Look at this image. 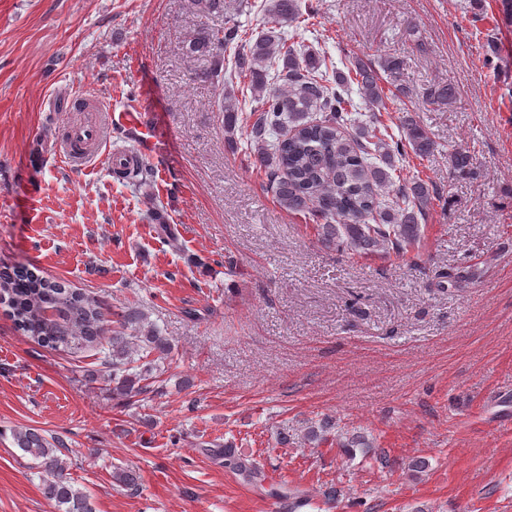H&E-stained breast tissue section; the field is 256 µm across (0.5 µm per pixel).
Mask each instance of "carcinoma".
<instances>
[{
    "label": "carcinoma",
    "mask_w": 512,
    "mask_h": 512,
    "mask_svg": "<svg viewBox=\"0 0 512 512\" xmlns=\"http://www.w3.org/2000/svg\"><path fill=\"white\" fill-rule=\"evenodd\" d=\"M196 14L211 17L224 13V0H191ZM301 15L298 0H270L266 8L268 33L252 38L236 23L223 29L202 27L182 42L181 51L192 59H205L209 67L201 76L209 81L224 80V52L232 49L229 78L238 80L241 90L258 97L260 106L249 115L244 128L248 153L264 170L278 204L290 213H302L313 221L318 239L327 247L351 254L394 256L416 261L421 239L420 219L435 199L434 189L420 178H406L395 196L382 195L403 171L409 155L427 158L436 143L411 112L400 117L398 133L382 120L386 100L406 98L409 91L401 82L403 61L386 55L378 61L355 57L347 71L336 72L331 85L325 61L299 51L277 29ZM276 70L270 74L269 70ZM282 82L274 88L269 77ZM374 112L358 122L351 112L352 86ZM458 95L448 82L428 89L427 96L440 104H452ZM224 113V139L231 149L237 145L238 112L235 106L218 101ZM450 171L455 175L477 176L471 155L462 148L448 151ZM125 181L142 182L152 175L146 163L115 169ZM28 269L0 265V295L9 308L15 326L42 346L77 352L100 349V376L112 382V397L128 401L148 391L154 378L153 356L171 349L168 337L150 328L130 341L124 330L140 329L143 318L134 307L117 314L115 326L102 317L101 302L46 277L24 279ZM439 278L448 288L461 290L470 275L462 271L442 272ZM48 307L58 309L48 319ZM333 426L321 419L308 427L307 441L327 439ZM16 446L30 455L42 481V493L58 512H96L91 495L76 487L67 476L68 455L55 439L34 428L15 429ZM224 468L249 482L264 479L263 471L247 456L224 445Z\"/></svg>",
    "instance_id": "1"
}]
</instances>
